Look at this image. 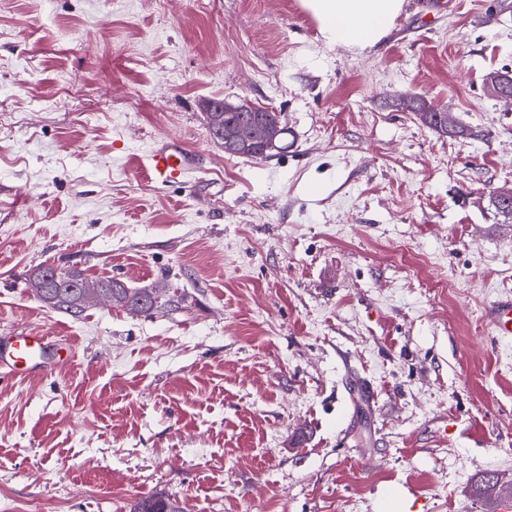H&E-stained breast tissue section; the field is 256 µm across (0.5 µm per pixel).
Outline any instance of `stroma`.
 Masks as SVG:
<instances>
[{
  "mask_svg": "<svg viewBox=\"0 0 512 512\" xmlns=\"http://www.w3.org/2000/svg\"><path fill=\"white\" fill-rule=\"evenodd\" d=\"M406 0L377 49L323 45L299 0H0V338L68 339L0 381V512H498L512 479V70L500 0ZM452 113L449 137L392 108ZM269 106L284 149L225 154L204 100ZM176 138L201 162L152 184L137 156ZM177 296L72 317L39 267ZM367 380L360 399L349 374ZM485 89L490 94L505 99H512V71L492 72L485 78ZM511 89V92H510ZM395 106L403 112H414L418 119L425 125H430L433 119L438 121V129L453 135L457 130V124L454 117L448 114H438L434 116L433 112L439 113V109L433 107L426 99L421 96L403 95L396 100ZM436 132H440L436 127L429 126ZM490 323L495 336L512 338V298H500L489 310ZM130 512H181L176 501L162 495L143 496L135 501Z\"/></svg>",
  "mask_w": 512,
  "mask_h": 512,
  "instance_id": "35a3bbf8",
  "label": "stroma"
}]
</instances>
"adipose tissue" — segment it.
Instances as JSON below:
<instances>
[{"label":"adipose tissue","instance_id":"obj_1","mask_svg":"<svg viewBox=\"0 0 512 512\" xmlns=\"http://www.w3.org/2000/svg\"><path fill=\"white\" fill-rule=\"evenodd\" d=\"M327 47L356 53L380 46L402 14L405 0H300Z\"/></svg>","mask_w":512,"mask_h":512}]
</instances>
